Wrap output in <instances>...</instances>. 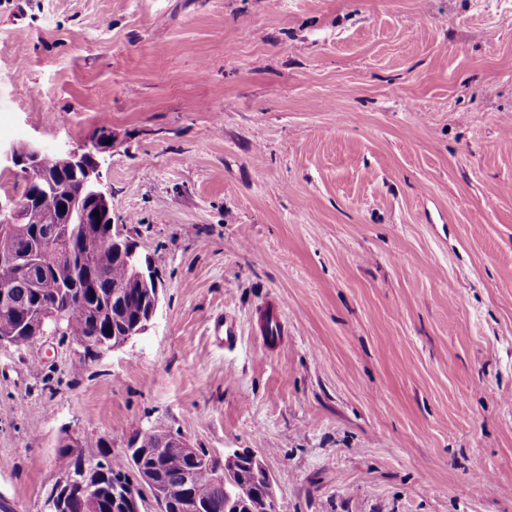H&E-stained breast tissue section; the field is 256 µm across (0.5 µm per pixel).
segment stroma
<instances>
[{
	"mask_svg": "<svg viewBox=\"0 0 512 512\" xmlns=\"http://www.w3.org/2000/svg\"><path fill=\"white\" fill-rule=\"evenodd\" d=\"M103 125L161 303L93 361L0 347L11 512L151 426L280 512H512V0H0V142ZM286 334L282 322V306L276 301L266 303L261 310L260 329L258 336L264 346L279 347L283 343Z\"/></svg>",
	"mask_w": 512,
	"mask_h": 512,
	"instance_id": "obj_1",
	"label": "stroma"
}]
</instances>
